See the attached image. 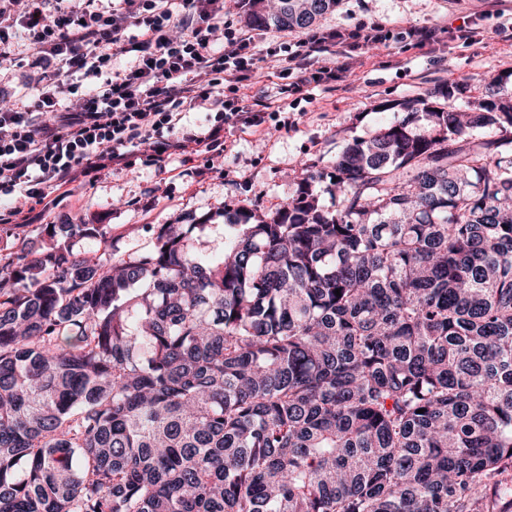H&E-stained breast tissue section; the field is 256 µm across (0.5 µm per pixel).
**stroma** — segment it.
Returning a JSON list of instances; mask_svg holds the SVG:
<instances>
[{"label":"stroma","instance_id":"obj_1","mask_svg":"<svg viewBox=\"0 0 512 512\" xmlns=\"http://www.w3.org/2000/svg\"><path fill=\"white\" fill-rule=\"evenodd\" d=\"M375 22L388 41L346 50L340 81L313 84L301 101L288 104L295 123L287 130L259 134L233 130L212 165L173 154L162 167L108 164L97 179L71 183L70 195L46 214L49 224H108L121 250H145L147 224H194L221 210L245 206L273 215L293 196L312 165L335 159L346 141L368 139L394 118L393 105L460 84L467 100L495 83L512 94V0H340L317 28L352 29ZM467 25L472 41L448 39ZM445 31L438 44L415 48L401 39L410 28Z\"/></svg>","mask_w":512,"mask_h":512}]
</instances>
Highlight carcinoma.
I'll list each match as a JSON object with an SVG mask.
<instances>
[{
  "mask_svg": "<svg viewBox=\"0 0 512 512\" xmlns=\"http://www.w3.org/2000/svg\"><path fill=\"white\" fill-rule=\"evenodd\" d=\"M395 106L220 248L211 215L0 257V512H512V96Z\"/></svg>",
  "mask_w": 512,
  "mask_h": 512,
  "instance_id": "obj_1",
  "label": "carcinoma"
}]
</instances>
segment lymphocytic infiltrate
I'll use <instances>...</instances> for the list:
<instances>
[{
	"label": "lymphocytic infiltrate",
	"mask_w": 512,
	"mask_h": 512,
	"mask_svg": "<svg viewBox=\"0 0 512 512\" xmlns=\"http://www.w3.org/2000/svg\"><path fill=\"white\" fill-rule=\"evenodd\" d=\"M0 0V81L13 66L33 71L25 91L0 109V198L20 215L22 203L43 201L105 161L157 166L169 150L221 154L224 134L261 130L280 107L252 111L240 90L256 63L286 53L291 83L281 94L337 80V57L353 44L386 41L378 24L316 31L257 55L264 31L224 23V0ZM124 56L113 70L115 56ZM202 108L206 123L187 126L184 112Z\"/></svg>",
	"instance_id": "1"
}]
</instances>
